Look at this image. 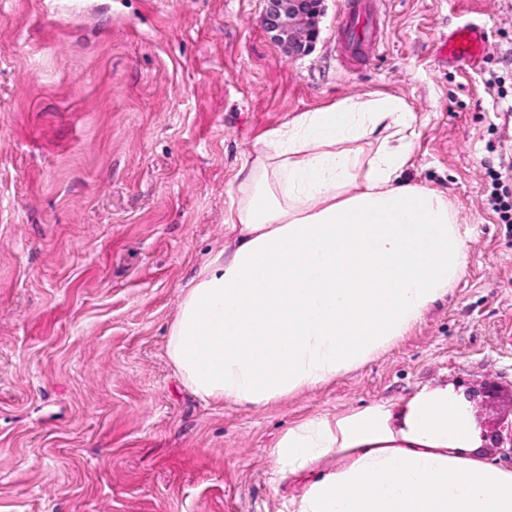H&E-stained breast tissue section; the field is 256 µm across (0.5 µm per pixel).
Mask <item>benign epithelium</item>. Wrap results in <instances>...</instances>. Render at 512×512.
<instances>
[{"instance_id":"obj_1","label":"benign epithelium","mask_w":512,"mask_h":512,"mask_svg":"<svg viewBox=\"0 0 512 512\" xmlns=\"http://www.w3.org/2000/svg\"><path fill=\"white\" fill-rule=\"evenodd\" d=\"M322 14L323 0H266L262 23L274 42L299 56L315 44ZM483 436L491 448H508L512 459V426L505 430L485 428Z\"/></svg>"}]
</instances>
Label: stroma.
Here are the masks:
<instances>
[{
    "label": "stroma",
    "instance_id": "1",
    "mask_svg": "<svg viewBox=\"0 0 512 512\" xmlns=\"http://www.w3.org/2000/svg\"><path fill=\"white\" fill-rule=\"evenodd\" d=\"M379 39L339 61L344 0L288 54L264 0H0V512H292L270 451L289 427L424 387L497 383L512 422V226L485 168L512 158V0H370ZM474 26L477 64L441 35ZM410 108L404 176L451 206L467 266L404 336L336 379L244 407L166 355L180 291L229 245L258 141L355 96Z\"/></svg>",
    "mask_w": 512,
    "mask_h": 512
}]
</instances>
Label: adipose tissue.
Returning a JSON list of instances; mask_svg holds the SVG:
<instances>
[{"label":"adipose tissue","instance_id":"adipose-tissue-1","mask_svg":"<svg viewBox=\"0 0 512 512\" xmlns=\"http://www.w3.org/2000/svg\"><path fill=\"white\" fill-rule=\"evenodd\" d=\"M413 138L407 104L374 96L301 113L257 144L224 219L232 249L182 290L169 327L193 393L251 407L326 383L444 299L467 242L447 198L404 179ZM260 328L263 349L249 341ZM482 444L465 395L425 387L300 422L271 456L307 479L294 512H512V466Z\"/></svg>","mask_w":512,"mask_h":512}]
</instances>
